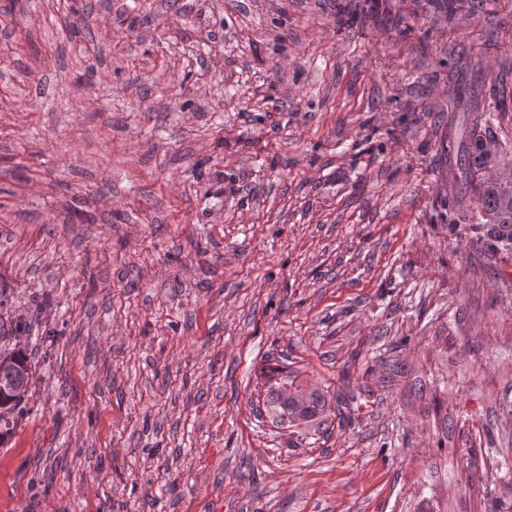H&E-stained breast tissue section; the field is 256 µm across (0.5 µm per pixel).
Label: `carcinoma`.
Returning <instances> with one entry per match:
<instances>
[{
	"label": "carcinoma",
	"instance_id": "cac0c4a2",
	"mask_svg": "<svg viewBox=\"0 0 512 512\" xmlns=\"http://www.w3.org/2000/svg\"><path fill=\"white\" fill-rule=\"evenodd\" d=\"M489 0H427L436 11L453 20L457 15L478 16L484 13ZM507 98L504 84L493 86L488 97L478 93L468 96L474 103L473 123L466 139L455 142L448 140L443 145L444 158L448 159V198L446 206L452 211H470L482 218L473 225L479 238L484 240L493 253H512V182H504L495 171L512 166V159L501 149L491 153L481 145L482 139L493 138L494 112ZM13 364L0 370L12 376L23 387V393L0 401V438L14 430L18 415L31 383V365L22 350L5 352ZM267 387L266 406L270 407L280 420L295 418L302 423L318 422L331 426L328 415L332 407H342V402L331 405L328 394L317 387L297 381L282 368H269L264 374Z\"/></svg>",
	"mask_w": 512,
	"mask_h": 512
}]
</instances>
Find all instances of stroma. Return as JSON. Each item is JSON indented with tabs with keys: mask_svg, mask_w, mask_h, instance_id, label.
Returning <instances> with one entry per match:
<instances>
[{
	"mask_svg": "<svg viewBox=\"0 0 512 512\" xmlns=\"http://www.w3.org/2000/svg\"><path fill=\"white\" fill-rule=\"evenodd\" d=\"M463 50L489 91L512 0H0V512H512V255L443 208ZM276 363L369 403L280 424ZM436 11L442 12L453 20L458 14L464 16H479L484 13V6L487 2L494 0H426ZM12 357L13 364L2 369L5 373V377L11 375L13 379L18 382V386H23L24 390L20 395L12 396L0 401V440L2 443L11 435L16 426L18 415L22 413L23 407L21 406L25 400V396L28 393L29 385L31 383V365L28 363V357L23 350H12L7 352H1L0 356ZM3 408V409H2ZM0 443V444H1Z\"/></svg>",
	"mask_w": 512,
	"mask_h": 512,
	"instance_id": "obj_1",
	"label": "stroma"
}]
</instances>
